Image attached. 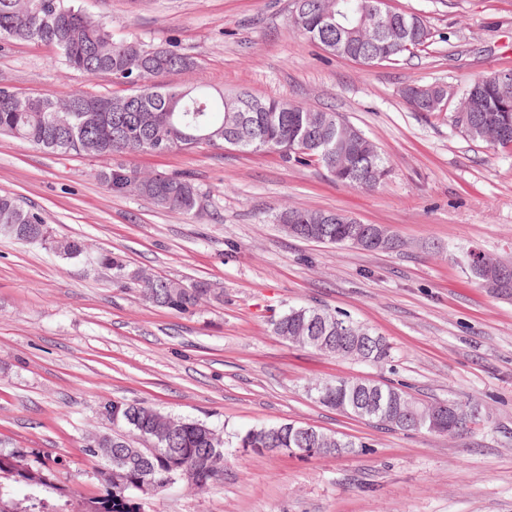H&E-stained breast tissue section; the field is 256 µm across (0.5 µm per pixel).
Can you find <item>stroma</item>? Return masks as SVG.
I'll return each instance as SVG.
<instances>
[{
    "label": "stroma",
    "instance_id": "stroma-1",
    "mask_svg": "<svg viewBox=\"0 0 512 512\" xmlns=\"http://www.w3.org/2000/svg\"><path fill=\"white\" fill-rule=\"evenodd\" d=\"M293 0H80L116 36L177 44L197 69L160 83L206 81L261 99L329 108L390 161L375 190L339 182L321 166L267 152L200 147L165 154H60L0 137V194L33 206L58 237L84 241L67 259L0 239V445L59 459L61 485L99 495L86 437L100 402H142L199 419L224 438L295 422L358 442L355 452L300 458L229 448L224 483L174 485L142 512H512V297L477 287L468 253L512 263V150L468 141L451 122L469 81L512 72V0H386L432 28L433 44L395 64L366 65L307 41ZM411 84L448 89L444 112H416ZM0 87L60 99L120 95L107 75L68 69L35 41L0 39ZM121 164L190 178L198 214L116 195L96 178ZM294 206L379 224L393 251L307 242L275 220ZM222 300L191 312L147 305L118 287L94 257ZM327 308L384 337L391 363L332 357L277 336L271 317ZM390 382L425 403L473 401L483 422L448 437L387 430L316 400V382Z\"/></svg>",
    "mask_w": 512,
    "mask_h": 512
}]
</instances>
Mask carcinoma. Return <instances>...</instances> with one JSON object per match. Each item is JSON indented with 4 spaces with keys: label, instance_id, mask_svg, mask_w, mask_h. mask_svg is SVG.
<instances>
[{
    "label": "carcinoma",
    "instance_id": "obj_1",
    "mask_svg": "<svg viewBox=\"0 0 512 512\" xmlns=\"http://www.w3.org/2000/svg\"><path fill=\"white\" fill-rule=\"evenodd\" d=\"M306 24L303 35L338 57L366 64L395 63L430 45L433 32L420 17L390 10L385 0H339L340 14L329 17L322 0H304ZM373 11L392 18L397 36L376 41L366 16ZM0 37L37 41L55 48L66 67L87 75H108L131 86L119 96L108 112H93L97 96L77 98L67 95L60 108L48 107V99L19 96L0 88V136H8L31 146L60 153L164 154L191 150L203 145L233 147L245 152H276L301 165L317 164L327 171L343 156L347 164L335 175L337 181L353 187L375 189L390 173L386 156L373 143L359 136L360 130L342 123L332 111L315 110L302 103L280 99H256L246 112L224 102V91L200 82L184 96L178 88L155 82L164 73L197 67L194 58L177 47L147 49L139 42L115 38L112 23L86 22L82 11L68 0H0ZM469 112L454 113L452 124L472 142H485L491 128L500 126L507 136L498 144L512 145V82L503 85L496 77L479 78L465 89ZM96 177L115 194H130L154 206L185 215L201 207V193L182 175H145L116 167L100 171ZM288 225V235L309 242L360 247L355 242L359 225L353 217L339 212L286 207L277 215ZM0 237L39 244L68 259L86 253L79 239H60L31 206L0 195ZM98 264L112 273V283L139 286L144 300L158 307L189 311L204 300L219 295L207 282L186 287L157 276L140 280L120 257L104 252ZM335 313L315 307L291 308L272 322L273 332L287 336L291 343L322 353L362 358L384 364L392 358L385 339L373 343L368 328L349 323L359 342L325 341L327 326L336 322ZM381 407L389 412L391 428L400 431H427L429 422L407 415L422 402L404 389L379 383ZM319 403L352 416L359 403L369 399L354 387V381L338 379L313 387ZM108 431L93 434L96 446L85 445L87 456L96 462L93 475L103 494L88 499L80 512H141L140 501L159 495L172 478L197 489L215 488L224 481V438L206 423L164 413L140 403L108 400L102 404ZM470 423L448 413L440 434L456 435ZM146 439L152 448H137L129 436ZM236 446L257 455L269 448L363 447L336 434L304 426L281 423L249 428L236 436ZM64 489L56 484L51 459L45 455L32 464L28 454L0 451V512H72Z\"/></svg>",
    "mask_w": 512,
    "mask_h": 512
}]
</instances>
